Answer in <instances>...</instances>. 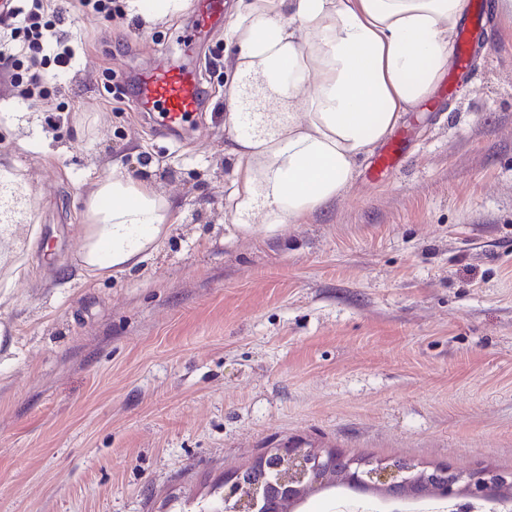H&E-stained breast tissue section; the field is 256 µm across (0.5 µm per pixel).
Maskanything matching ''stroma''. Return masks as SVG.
I'll list each match as a JSON object with an SVG mask.
<instances>
[{
  "instance_id": "1",
  "label": "stroma",
  "mask_w": 512,
  "mask_h": 512,
  "mask_svg": "<svg viewBox=\"0 0 512 512\" xmlns=\"http://www.w3.org/2000/svg\"><path fill=\"white\" fill-rule=\"evenodd\" d=\"M194 5L146 28L74 12L61 92L0 79V158L28 192L23 277L0 269V512H212L224 478L293 440L357 458L512 471V37L493 14L456 89L395 129L382 179L267 237L234 223L224 151L237 47ZM184 55L210 99L174 140L130 76ZM122 163L178 220L138 267L76 263L86 182ZM197 26L190 33L184 35L185 42L203 41L213 22L218 20L223 12V0H197Z\"/></svg>"
}]
</instances>
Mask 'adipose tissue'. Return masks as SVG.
I'll list each match as a JSON object with an SVG mask.
<instances>
[{"label":"adipose tissue","instance_id":"adipose-tissue-1","mask_svg":"<svg viewBox=\"0 0 512 512\" xmlns=\"http://www.w3.org/2000/svg\"><path fill=\"white\" fill-rule=\"evenodd\" d=\"M467 0H240L226 122L235 226L273 235L351 187L359 161L417 111L451 63ZM26 192L0 166V267L25 246ZM177 220L174 201L120 164L86 190L82 274L142 263Z\"/></svg>","mask_w":512,"mask_h":512}]
</instances>
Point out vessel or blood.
<instances>
[{
    "mask_svg": "<svg viewBox=\"0 0 512 512\" xmlns=\"http://www.w3.org/2000/svg\"><path fill=\"white\" fill-rule=\"evenodd\" d=\"M223 7V0H199L197 26L185 34V41H203L213 22L220 18ZM487 20V9L481 8L472 13L460 29L456 43L460 68L468 67L471 52ZM205 96L206 90L197 73L175 68L158 69L138 79L132 102L140 111L152 113L155 129L163 134L192 125ZM399 153V145L388 142L373 163L371 179H379L393 169L399 161Z\"/></svg>",
    "mask_w": 512,
    "mask_h": 512,
    "instance_id": "1",
    "label": "vessel or blood"
}]
</instances>
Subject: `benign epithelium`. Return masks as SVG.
Wrapping results in <instances>:
<instances>
[{"instance_id": "benign-epithelium-1", "label": "benign epithelium", "mask_w": 512, "mask_h": 512, "mask_svg": "<svg viewBox=\"0 0 512 512\" xmlns=\"http://www.w3.org/2000/svg\"><path fill=\"white\" fill-rule=\"evenodd\" d=\"M337 483L376 490L388 501L438 497L467 512L472 502L495 493L512 502V472L492 467L460 471L406 460L378 463L354 459L339 449L293 443L272 448L224 477V512H293L310 494Z\"/></svg>"}]
</instances>
